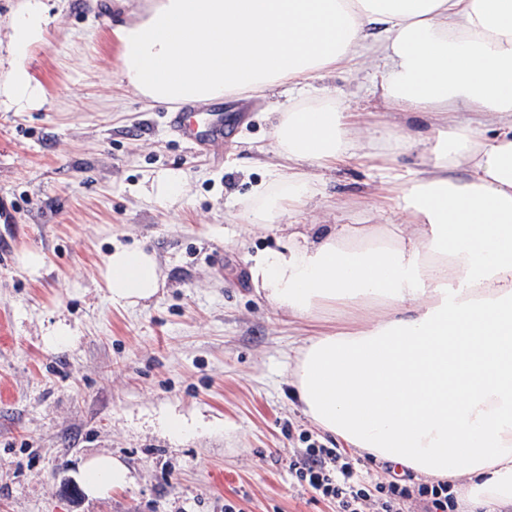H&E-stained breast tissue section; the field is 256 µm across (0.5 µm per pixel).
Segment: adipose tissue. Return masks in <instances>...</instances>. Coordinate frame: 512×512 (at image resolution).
Instances as JSON below:
<instances>
[{
  "label": "adipose tissue",
  "instance_id": "obj_1",
  "mask_svg": "<svg viewBox=\"0 0 512 512\" xmlns=\"http://www.w3.org/2000/svg\"><path fill=\"white\" fill-rule=\"evenodd\" d=\"M48 23L46 0H20L0 110L46 101L27 59ZM112 34L121 81L147 103L266 100L278 154L298 169L253 187L242 207L252 224L281 223L316 194L302 165L335 168L354 147L335 96L286 107L277 88L364 57L391 111L432 118L430 134L397 143L430 155L429 168L384 196L416 233H291L254 258L250 281L295 317H352L315 331L291 372L294 398L324 432L447 483L466 512L512 506V0H145ZM100 277L127 306L160 283L141 248L112 250ZM84 467L95 495L127 480L109 455Z\"/></svg>",
  "mask_w": 512,
  "mask_h": 512
}]
</instances>
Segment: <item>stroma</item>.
I'll return each mask as SVG.
<instances>
[{"instance_id":"stroma-1","label":"stroma","mask_w":512,"mask_h":512,"mask_svg":"<svg viewBox=\"0 0 512 512\" xmlns=\"http://www.w3.org/2000/svg\"><path fill=\"white\" fill-rule=\"evenodd\" d=\"M49 4L46 42L27 60L48 99L0 112V512H336L288 468L312 444L340 448L367 486L387 482L383 462L301 412L288 380L309 329L249 282L281 233L231 219L226 204L275 161L264 101H225L223 148L199 152L173 134L168 106H146L118 76L110 25L129 6L107 17L96 0ZM312 85L363 113L361 148L322 171L290 223L310 236L405 223L374 207L386 182L420 178L429 157L364 147L371 123L397 136L426 132L429 118L389 112L363 68ZM172 173L183 195L155 193ZM119 245L156 255L163 284L150 302L109 298L100 270ZM25 251L42 255L38 273L20 264ZM60 323L71 334L49 345ZM99 454L129 479L91 496L82 464Z\"/></svg>"}]
</instances>
